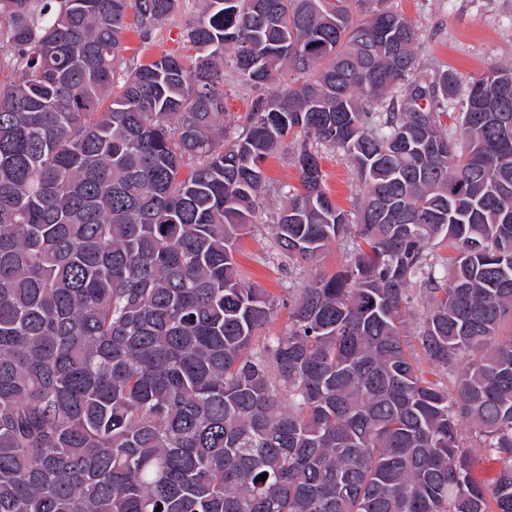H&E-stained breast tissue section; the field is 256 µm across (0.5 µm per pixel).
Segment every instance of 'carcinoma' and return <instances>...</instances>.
Wrapping results in <instances>:
<instances>
[{
  "label": "carcinoma",
  "instance_id": "cac0c4a2",
  "mask_svg": "<svg viewBox=\"0 0 512 512\" xmlns=\"http://www.w3.org/2000/svg\"><path fill=\"white\" fill-rule=\"evenodd\" d=\"M178 4L0 0V512H512L459 430L512 461V64L430 77L364 0H203L195 57L127 67L128 19ZM226 67L258 91L232 138ZM291 134L277 249L358 241L256 349L274 303L236 242ZM414 285L426 360L469 358L452 397L407 351ZM321 167L326 174V189L333 201L344 210L353 211L360 202L361 185L342 156L330 148L320 147ZM460 435L465 447L470 451L472 456L471 476L479 484L492 487L498 478L500 472L507 465V461L500 459L496 455L486 452L475 441L474 434L469 424L463 421L460 425ZM492 467V471H487Z\"/></svg>",
  "mask_w": 512,
  "mask_h": 512
}]
</instances>
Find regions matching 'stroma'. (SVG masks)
Returning <instances> with one entry per match:
<instances>
[{"mask_svg":"<svg viewBox=\"0 0 512 512\" xmlns=\"http://www.w3.org/2000/svg\"><path fill=\"white\" fill-rule=\"evenodd\" d=\"M382 4L405 14L417 26L418 62L424 72L449 69L467 81L493 65L512 63V0H382ZM199 9L200 0H180L177 11L148 35L127 31L123 45L130 64L147 61L164 50L187 52L184 30ZM224 93V123L232 132L243 122L257 93L241 85L229 69L224 72ZM321 167L331 199L342 209L354 210L362 191L348 163L326 148ZM262 204V221L241 237L236 260L250 283L273 296L276 311L265 333L277 336L288 328L289 296L312 278L331 275L342 267L349 258L351 243L336 241L312 263L290 262L278 254L272 234L281 200L270 191L264 193ZM460 435L472 456V478L493 486L505 467L504 460L480 447L468 423H461Z\"/></svg>","mask_w":512,"mask_h":512,"instance_id":"stroma-1","label":"stroma"}]
</instances>
